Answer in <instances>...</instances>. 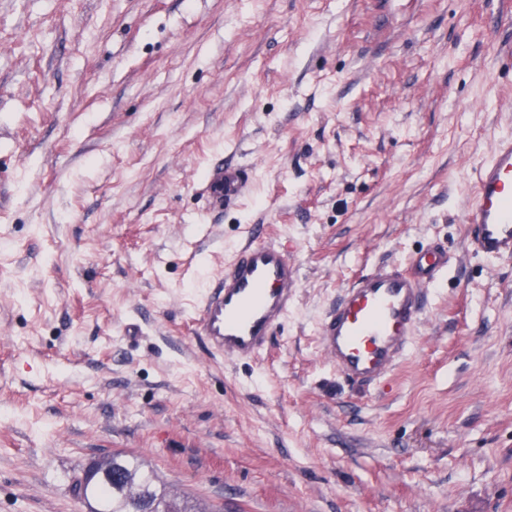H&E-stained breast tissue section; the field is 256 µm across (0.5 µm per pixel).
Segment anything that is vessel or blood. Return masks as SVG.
<instances>
[{
    "mask_svg": "<svg viewBox=\"0 0 512 512\" xmlns=\"http://www.w3.org/2000/svg\"><path fill=\"white\" fill-rule=\"evenodd\" d=\"M464 222L475 255L512 258V137H501L475 171ZM250 172L213 166L205 190L213 206L231 208L246 192ZM223 272L203 290L194 333L215 355L250 360L283 325L300 286L298 264L279 243L265 240L258 224L245 225ZM445 246L433 243L407 262H384L358 276L322 317L318 341L348 384L372 388L405 359L426 307V289L448 272Z\"/></svg>",
    "mask_w": 512,
    "mask_h": 512,
    "instance_id": "obj_1",
    "label": "vessel or blood"
}]
</instances>
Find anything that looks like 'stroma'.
I'll use <instances>...</instances> for the list:
<instances>
[{
	"instance_id": "stroma-1",
	"label": "stroma",
	"mask_w": 512,
	"mask_h": 512,
	"mask_svg": "<svg viewBox=\"0 0 512 512\" xmlns=\"http://www.w3.org/2000/svg\"><path fill=\"white\" fill-rule=\"evenodd\" d=\"M508 133L512 0H0V512H89L115 453L190 512H512V258L464 224ZM247 224L301 282L225 360L191 325ZM434 240L413 351L351 387L319 320ZM250 172L240 165L217 164L206 176L205 190L214 207L229 209L246 192Z\"/></svg>"
}]
</instances>
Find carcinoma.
I'll list each match as a JSON object with an SVG mask.
<instances>
[{
    "label": "carcinoma",
    "instance_id": "carcinoma-1",
    "mask_svg": "<svg viewBox=\"0 0 512 512\" xmlns=\"http://www.w3.org/2000/svg\"><path fill=\"white\" fill-rule=\"evenodd\" d=\"M100 466L112 467L116 479L91 481L81 489L73 487L77 497L87 500L93 498L98 501L97 512H128L133 490L140 492V500L145 507L157 504L173 508L175 512H182L179 504L171 499L165 490L156 487L155 474L141 469L134 458H122L116 454L101 462Z\"/></svg>",
    "mask_w": 512,
    "mask_h": 512
}]
</instances>
